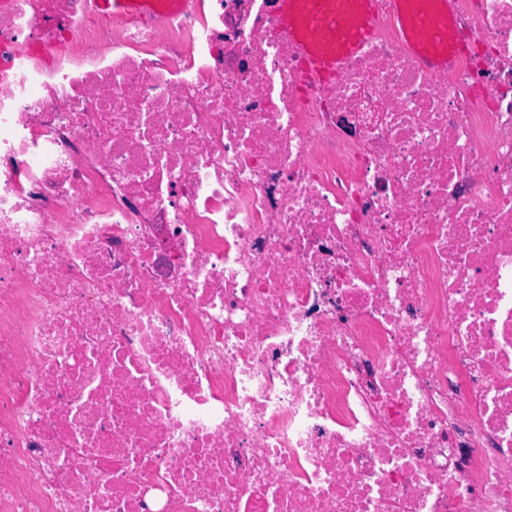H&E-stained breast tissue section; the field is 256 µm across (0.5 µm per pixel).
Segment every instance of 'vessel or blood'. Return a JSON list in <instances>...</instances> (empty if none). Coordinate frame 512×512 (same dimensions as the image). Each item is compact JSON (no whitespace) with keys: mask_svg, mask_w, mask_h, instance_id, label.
Instances as JSON below:
<instances>
[{"mask_svg":"<svg viewBox=\"0 0 512 512\" xmlns=\"http://www.w3.org/2000/svg\"><path fill=\"white\" fill-rule=\"evenodd\" d=\"M280 18L291 37L309 55L323 74L336 72L342 60L364 46L372 30V0H357L356 14L342 16L333 0H279ZM394 10L410 46L431 63L443 66L447 53H433L429 44H447L448 0H439V9L418 23H411L401 0Z\"/></svg>","mask_w":512,"mask_h":512,"instance_id":"1","label":"vessel or blood"}]
</instances>
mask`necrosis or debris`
<instances>
[{
  "label": "necrosis or debris",
  "instance_id": "necrosis-or-debris-1",
  "mask_svg": "<svg viewBox=\"0 0 512 512\" xmlns=\"http://www.w3.org/2000/svg\"><path fill=\"white\" fill-rule=\"evenodd\" d=\"M0 0V512H512V0ZM336 2L309 1L304 12L302 0H279L280 18L288 36L322 74L336 72L342 60L360 51L372 30L371 0H357L353 21L338 12ZM394 11L397 14L401 28L409 42V45L421 56L428 59L431 63L437 66H443L448 64V54L446 52V46L448 45L447 39V21L449 18L448 13V0H439L438 11L434 14L423 18L418 21L416 27L420 30V33L426 36V38L418 33L415 26L409 20L406 12L403 8L402 0H394ZM430 43L440 44L445 47V51L442 53H433L428 50Z\"/></svg>",
  "mask_w": 512,
  "mask_h": 512
}]
</instances>
